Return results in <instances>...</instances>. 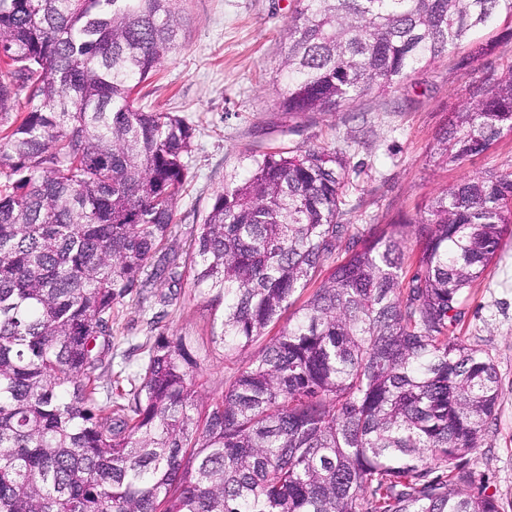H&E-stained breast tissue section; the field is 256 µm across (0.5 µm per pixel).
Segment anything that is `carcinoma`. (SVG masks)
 <instances>
[{
	"mask_svg": "<svg viewBox=\"0 0 512 512\" xmlns=\"http://www.w3.org/2000/svg\"><path fill=\"white\" fill-rule=\"evenodd\" d=\"M503 13L512 0H302L279 111L385 92ZM179 31L174 0H0V512H499L469 488L500 379L450 328L512 236V172L434 196L412 250L401 224L341 222L345 149L253 155L179 272L158 253L178 234L195 129L134 98ZM490 54L474 43L460 66ZM472 95L434 162L512 134V67ZM184 277L218 313L224 391L202 396L205 358L164 334L112 386V321Z\"/></svg>",
	"mask_w": 512,
	"mask_h": 512,
	"instance_id": "carcinoma-1",
	"label": "carcinoma"
}]
</instances>
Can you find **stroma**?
<instances>
[{
    "mask_svg": "<svg viewBox=\"0 0 512 512\" xmlns=\"http://www.w3.org/2000/svg\"><path fill=\"white\" fill-rule=\"evenodd\" d=\"M300 6V0H177L182 48L137 96L138 103L184 117L196 128L190 178L176 208L179 233L169 244L177 254H184L225 178L243 174L250 155L272 147H346L350 185L343 221L356 231L414 219L441 189L463 178L512 171V135L459 167L434 166L427 158L436 133L450 112L469 102L472 87L512 66V17L499 16L477 31L495 49L468 69L459 66L468 52L463 45L391 92L290 120L278 110L277 78L283 34ZM171 292L176 302L159 307V296ZM460 309L456 336L493 360L501 382L488 444L472 454L470 491L494 496L501 512H512V240L468 289ZM212 323L206 299L189 282L173 290L168 281H157L144 302L125 306L115 324L112 369L137 372L144 359L138 345L161 333L207 348Z\"/></svg>",
    "mask_w": 512,
    "mask_h": 512,
    "instance_id": "1",
    "label": "stroma"
}]
</instances>
